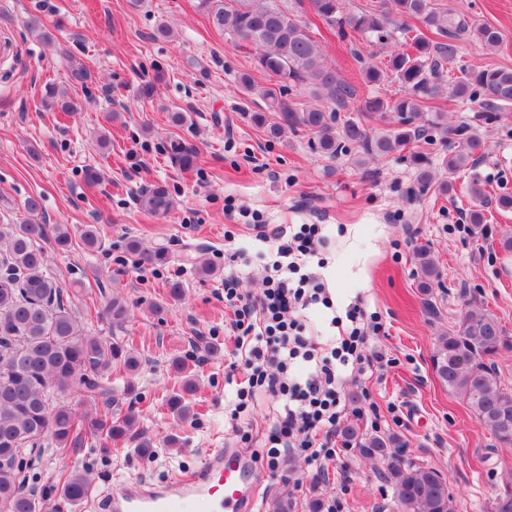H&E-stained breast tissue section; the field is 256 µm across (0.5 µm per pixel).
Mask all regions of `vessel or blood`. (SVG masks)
Returning a JSON list of instances; mask_svg holds the SVG:
<instances>
[{
  "instance_id": "obj_1",
  "label": "vessel or blood",
  "mask_w": 512,
  "mask_h": 512,
  "mask_svg": "<svg viewBox=\"0 0 512 512\" xmlns=\"http://www.w3.org/2000/svg\"><path fill=\"white\" fill-rule=\"evenodd\" d=\"M256 465L252 454L236 448H213L193 472L153 484L125 483L102 498L99 512H189L206 501L209 512H255Z\"/></svg>"
}]
</instances>
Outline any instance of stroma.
Listing matches in <instances>:
<instances>
[{"label":"stroma","instance_id":"obj_1","mask_svg":"<svg viewBox=\"0 0 512 512\" xmlns=\"http://www.w3.org/2000/svg\"><path fill=\"white\" fill-rule=\"evenodd\" d=\"M479 24L501 32L487 48L473 39L458 41L450 72L462 68H512V0H442ZM198 0H0V224L29 221L25 203L42 200V224L98 225L100 248L73 246L63 252L45 246L50 274L66 288L92 292L98 306L115 297L129 306V318L116 328L105 319L80 317L92 336H121L137 353L138 373L112 378L115 390L133 387L138 428L150 436L151 456L127 440L110 453L72 454L68 464L89 470L96 495L119 489L127 480L160 482L198 464L209 449L231 444L262 455L263 435L272 409L256 396L238 420L230 412L238 402V377L228 376L233 341L225 329L224 253L249 258L240 278L242 292L265 289L264 244L249 225L261 213L271 225L318 224L327 244L321 271L331 308L317 307L307 323L327 331L333 311L362 303L376 315L382 331L372 341L389 358L374 374L349 367L344 382L342 423L357 422L361 432L400 438L403 458L439 469L448 481L454 512H489L503 479L512 476V447L499 445L465 401L450 393L435 373L437 338L462 311L476 307L495 315L512 337V211L488 209L483 231H474L466 215L473 204L470 188L479 183L486 201L512 194V106L486 112L480 102L442 95L431 103L449 125L470 127L487 151L474 168L454 177L453 195L422 186L406 153L371 162V174L355 164L358 144L336 156L322 153L313 134L299 130L269 139L250 113L265 103L244 95L238 80L250 73L257 86L269 77L254 70L250 54L215 31L197 8ZM39 18L31 28V18ZM172 35L158 37L159 25ZM316 39L327 65L358 89L355 99L338 106L313 98L309 88L284 92L289 103L315 104L325 110L335 131L362 122L366 97H398L394 79L365 85L355 60L363 55L382 64L398 49L402 36L391 26L381 42L341 41L328 30ZM77 58L91 73L82 87L68 80V61ZM151 95L140 92L145 82ZM56 87L80 105L67 116L47 103V87ZM184 116L173 123L172 113ZM106 134L107 147L96 137ZM191 144L193 168L175 161L171 143ZM101 175L88 185L86 168ZM168 185L174 209L154 215L139 205L149 186ZM165 253L167 262L137 264L125 250L130 239ZM200 245L216 269L202 278L190 247ZM430 250L441 277L430 294L417 287L416 252ZM179 280L181 301L168 298L167 283ZM217 354L201 352L202 344ZM182 356L197 378L192 416L179 423L165 404L175 377L171 362ZM375 402L379 427L361 415ZM397 413H390V406ZM237 409V408H236ZM177 444L168 445V436ZM258 510L290 496L295 512H308L311 498L326 506L346 502V512H397L393 490L375 462L345 449L314 473L304 456L283 458L276 470L257 465Z\"/></svg>","mask_w":512,"mask_h":512}]
</instances>
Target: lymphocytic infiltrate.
<instances>
[{
    "mask_svg": "<svg viewBox=\"0 0 512 512\" xmlns=\"http://www.w3.org/2000/svg\"><path fill=\"white\" fill-rule=\"evenodd\" d=\"M255 230L259 240L273 245L277 258L263 294L255 298L238 290L246 259L236 251L224 254V305L232 312L227 330L235 356L229 368L242 373L240 407L260 393L278 405L263 438L268 457L301 452L319 470L337 455L345 367L357 362L371 372L384 361L382 353L367 349L369 332L380 325L363 307L352 306L332 318L336 336L330 346H322L304 320L306 311L326 301L311 269L326 244L321 225L303 224L292 233L264 224Z\"/></svg>",
    "mask_w": 512,
    "mask_h": 512,
    "instance_id": "lymphocytic-infiltrate-1",
    "label": "lymphocytic infiltrate"
}]
</instances>
